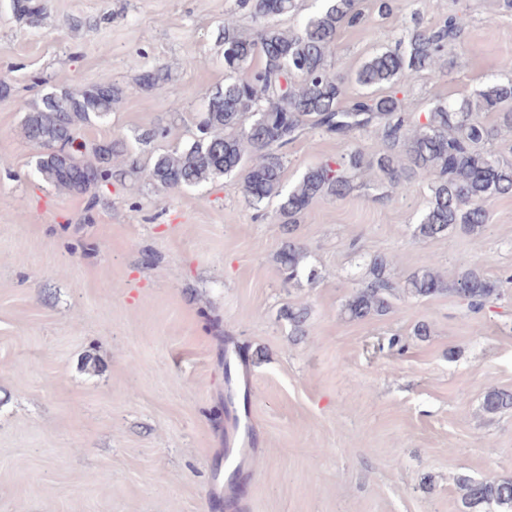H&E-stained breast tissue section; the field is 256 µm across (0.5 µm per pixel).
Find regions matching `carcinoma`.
I'll list each match as a JSON object with an SVG mask.
<instances>
[{
    "label": "carcinoma",
    "instance_id": "cac0c4a2",
    "mask_svg": "<svg viewBox=\"0 0 512 512\" xmlns=\"http://www.w3.org/2000/svg\"><path fill=\"white\" fill-rule=\"evenodd\" d=\"M256 29L245 31L233 19L224 20V84L204 94L197 134L182 148L159 152L149 162L120 139L76 142L77 126L104 121L120 102L123 90L111 82L49 92L27 107L22 133L43 149L38 170L54 187L76 194L105 186L112 180L141 175L162 190L199 186L219 176L238 175L246 203L266 211L273 202L285 240L276 259L287 279L305 270L306 253L294 231L298 217L321 197L339 199L353 188L352 174L369 167L393 190L402 192L419 179L430 195L415 227V237L432 240L458 227L478 236L485 226L487 204L512 194V164L484 150L501 130L512 129V77L494 79L476 99L437 102L416 121L397 97L417 74L436 77L448 70L446 47L459 40L462 26L450 15L435 27L419 19L403 25L404 35L393 49L378 51L356 73V82L379 93L341 106L345 79L329 64V54L344 28L363 22L360 0H321L315 14L294 30L273 24L274 18L295 10V0H239ZM261 66L253 68L254 59ZM170 79L164 66L142 69L136 84L156 89ZM496 114L488 125L481 113ZM305 131L341 139L374 131L384 149L368 160L359 150L308 167L291 189L284 185L283 149ZM125 167L112 169V158ZM390 260L377 255L370 261V278L353 289L343 312L353 320L383 316L401 297L429 298L452 292L474 311L501 295L500 283L480 268L464 265L447 279L432 264L404 282L387 271ZM282 316L302 336L308 319L305 306H286ZM483 409L495 415L512 409V392L490 389ZM470 509L495 505L512 512V479H456Z\"/></svg>",
    "mask_w": 512,
    "mask_h": 512
}]
</instances>
